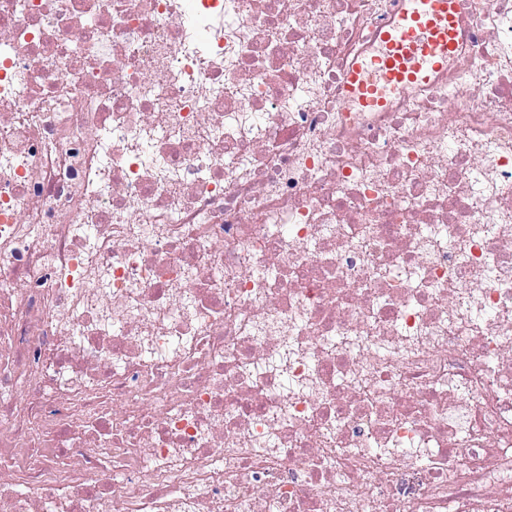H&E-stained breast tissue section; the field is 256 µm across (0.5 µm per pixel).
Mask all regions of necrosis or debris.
<instances>
[{
	"label": "necrosis or debris",
	"instance_id": "4bbe7bcc",
	"mask_svg": "<svg viewBox=\"0 0 512 512\" xmlns=\"http://www.w3.org/2000/svg\"><path fill=\"white\" fill-rule=\"evenodd\" d=\"M399 6L0 0V512H512V0ZM402 5L381 33L385 55L355 64L347 78L346 95L371 110L385 107L378 84L394 88L428 84L448 71L463 42L457 0H404Z\"/></svg>",
	"mask_w": 512,
	"mask_h": 512
}]
</instances>
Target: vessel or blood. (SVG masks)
Wrapping results in <instances>:
<instances>
[{
	"label": "vessel or blood",
	"mask_w": 512,
	"mask_h": 512,
	"mask_svg": "<svg viewBox=\"0 0 512 512\" xmlns=\"http://www.w3.org/2000/svg\"><path fill=\"white\" fill-rule=\"evenodd\" d=\"M386 53L355 64L348 75V97L371 110L385 107L377 87L420 86L447 72L462 45L457 0H403L381 34Z\"/></svg>",
	"instance_id": "obj_1"
}]
</instances>
